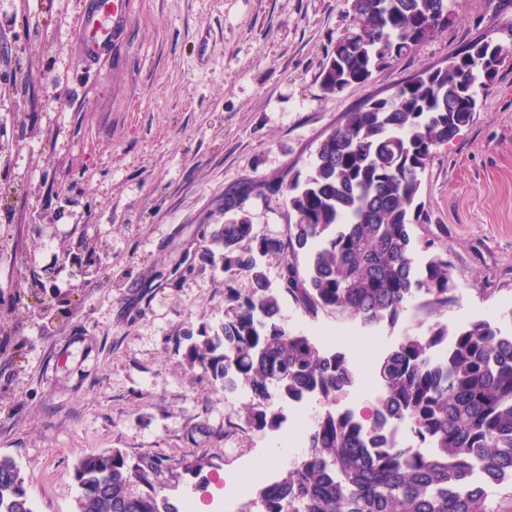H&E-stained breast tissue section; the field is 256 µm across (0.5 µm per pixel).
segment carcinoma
<instances>
[{
    "instance_id": "carcinoma-1",
    "label": "carcinoma",
    "mask_w": 512,
    "mask_h": 512,
    "mask_svg": "<svg viewBox=\"0 0 512 512\" xmlns=\"http://www.w3.org/2000/svg\"><path fill=\"white\" fill-rule=\"evenodd\" d=\"M356 31L336 41L322 71L338 93L410 54L448 26V0H349ZM477 50L500 66L504 47L468 45L445 68L401 83L395 98L372 99L347 113L320 142L304 182L288 184L283 235L260 231L244 210L248 197L280 194L284 180L247 181L224 197L232 218L214 234L224 250V281L245 278L247 293L227 289L224 323L187 357L224 388L251 396L244 421L260 434L280 429L277 405L347 394L358 374L343 350L288 330L281 304L312 319L321 313L362 325L394 324L419 293L448 306L455 284L448 245L430 241L417 266L410 226L420 218V174L434 151L480 111L485 71ZM307 259L305 266L297 262ZM278 263L271 287L266 265ZM372 425L327 409L305 439L301 461L282 483L262 486L263 512H512V333L483 320L432 327L392 347L375 368ZM413 424L426 449L403 447L395 428ZM159 461H130L119 449L87 455L73 477L79 512H178L150 485ZM148 486L143 492L133 485ZM0 512H34L15 459L0 456Z\"/></svg>"
}]
</instances>
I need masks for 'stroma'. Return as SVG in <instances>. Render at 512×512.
Masks as SVG:
<instances>
[{"instance_id":"stroma-1","label":"stroma","mask_w":512,"mask_h":512,"mask_svg":"<svg viewBox=\"0 0 512 512\" xmlns=\"http://www.w3.org/2000/svg\"><path fill=\"white\" fill-rule=\"evenodd\" d=\"M0 5V456L15 459L35 512H77L73 468L113 448L150 456L177 504L212 512L213 474L236 448L277 462L250 432L245 398L225 396L185 357V332L214 333L229 309L206 259L224 195L246 181L303 178L344 118L471 42L509 55L483 107L422 172L424 246L448 243L455 297L413 298L394 325L358 327L350 358L373 371L401 337L487 320L512 331V0H449L446 30L325 93L320 74L353 31L347 0H126L110 56L80 51L84 0ZM246 209L285 233L284 198Z\"/></svg>"}]
</instances>
